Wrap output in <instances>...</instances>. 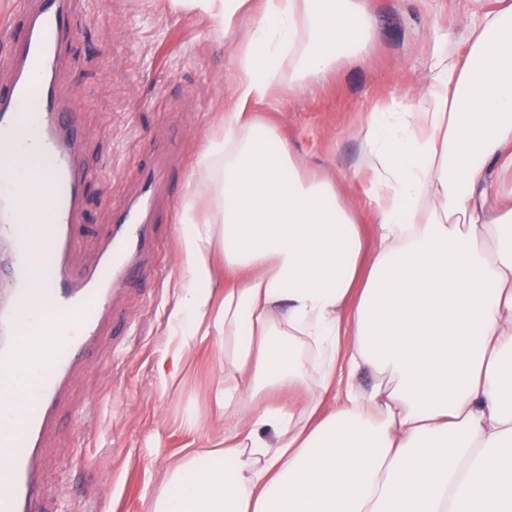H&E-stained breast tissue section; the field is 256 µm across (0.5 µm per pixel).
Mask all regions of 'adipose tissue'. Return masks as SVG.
I'll list each match as a JSON object with an SVG mask.
<instances>
[{"label":"adipose tissue","instance_id":"obj_1","mask_svg":"<svg viewBox=\"0 0 512 512\" xmlns=\"http://www.w3.org/2000/svg\"><path fill=\"white\" fill-rule=\"evenodd\" d=\"M170 2L227 30L255 16L224 134L206 140L192 186L216 218L187 207L179 220L190 283L158 366L174 382L192 346L219 342L224 445L183 449L153 512H512V5L473 14L467 53L438 55L406 111L368 116V252L335 181L305 177L287 141L247 117L284 63L300 92L365 51L357 0ZM11 179L28 182L36 233L45 177L23 156Z\"/></svg>","mask_w":512,"mask_h":512}]
</instances>
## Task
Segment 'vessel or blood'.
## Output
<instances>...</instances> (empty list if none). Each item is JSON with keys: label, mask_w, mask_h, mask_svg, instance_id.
Wrapping results in <instances>:
<instances>
[{"label": "vessel or blood", "mask_w": 512, "mask_h": 512, "mask_svg": "<svg viewBox=\"0 0 512 512\" xmlns=\"http://www.w3.org/2000/svg\"><path fill=\"white\" fill-rule=\"evenodd\" d=\"M72 5L73 0H21L0 21V40L11 47L4 62L12 72L10 83L0 86V167H10L22 154L46 157L54 199L43 226L52 271L45 294H33L24 280L40 254L19 230L26 188L0 190V282L10 285L0 299V394L14 395L20 405L17 413L0 417V454L7 460L0 469V512H41L32 481L41 438L68 374L109 310L113 286L128 280L135 256L150 239L143 205L130 204L114 217L100 262L81 276L71 272V228L82 187L92 176L81 154L80 116L56 88L62 53L77 34ZM32 308L49 311L55 323L42 338L44 374L34 388L19 393L14 377L30 362L20 335Z\"/></svg>", "instance_id": "1"}]
</instances>
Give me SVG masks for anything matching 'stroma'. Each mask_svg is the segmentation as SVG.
Instances as JSON below:
<instances>
[{"label": "stroma", "instance_id": "1", "mask_svg": "<svg viewBox=\"0 0 512 512\" xmlns=\"http://www.w3.org/2000/svg\"><path fill=\"white\" fill-rule=\"evenodd\" d=\"M373 30L364 56L339 59L326 82L301 97L283 86L261 109L267 123L305 156L307 175L367 179L358 129L380 108L405 111L424 91L435 47L466 50L467 19L496 0H359ZM80 19L59 87L83 126L81 149L99 171L85 191L74 237L75 272L91 268L112 230L113 208L140 193L137 173L162 162L149 222L154 243L136 264V283L116 290L87 360L70 374L57 422L36 470L57 512H150L145 488H158L181 449L214 448L224 423L211 411L221 377L220 346L194 347L173 387L157 366L175 341L167 318L187 272L179 259L178 222L206 138L230 104L237 41L202 15L166 0H75ZM94 415H86L88 404ZM201 420L187 432V414ZM82 441H75L74 430ZM94 461L85 469L80 459Z\"/></svg>", "mask_w": 512, "mask_h": 512}]
</instances>
